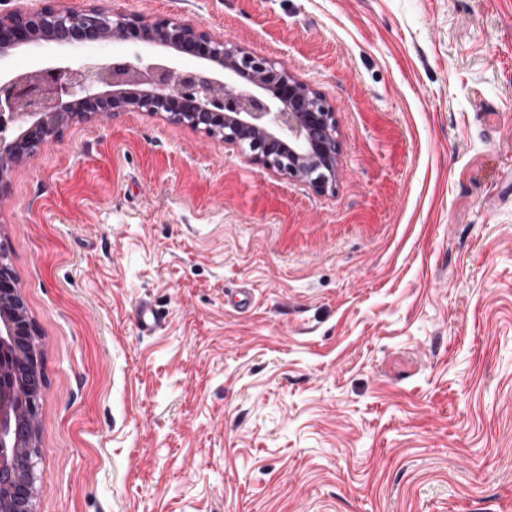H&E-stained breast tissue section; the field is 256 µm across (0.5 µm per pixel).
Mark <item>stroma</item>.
Returning <instances> with one entry per match:
<instances>
[{
  "mask_svg": "<svg viewBox=\"0 0 512 512\" xmlns=\"http://www.w3.org/2000/svg\"><path fill=\"white\" fill-rule=\"evenodd\" d=\"M118 3L286 64L336 110L338 176L146 112L13 168L37 512H512V0ZM58 56L84 54L5 65Z\"/></svg>",
  "mask_w": 512,
  "mask_h": 512,
  "instance_id": "obj_1",
  "label": "stroma"
}]
</instances>
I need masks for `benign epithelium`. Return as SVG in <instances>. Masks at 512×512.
Here are the masks:
<instances>
[{
	"mask_svg": "<svg viewBox=\"0 0 512 512\" xmlns=\"http://www.w3.org/2000/svg\"><path fill=\"white\" fill-rule=\"evenodd\" d=\"M119 41L168 50L149 57L57 59L38 73L0 71V192L11 169L58 138L65 123L120 112L165 114L226 143L247 147L266 169L317 191L336 183L335 108L288 67L175 17L145 19L94 4H43L0 13V60L32 44L82 50ZM185 57L203 65L178 67ZM34 324L0 252V512H34L41 448L36 430L44 386Z\"/></svg>",
	"mask_w": 512,
	"mask_h": 512,
	"instance_id": "1",
	"label": "benign epithelium"
}]
</instances>
